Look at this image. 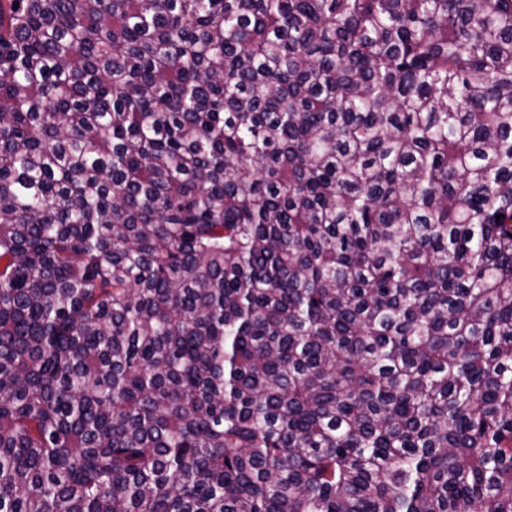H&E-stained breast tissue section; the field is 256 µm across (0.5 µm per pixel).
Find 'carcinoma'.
<instances>
[{
  "label": "carcinoma",
  "instance_id": "1",
  "mask_svg": "<svg viewBox=\"0 0 512 512\" xmlns=\"http://www.w3.org/2000/svg\"><path fill=\"white\" fill-rule=\"evenodd\" d=\"M0 512H512V0H0Z\"/></svg>",
  "mask_w": 512,
  "mask_h": 512
}]
</instances>
